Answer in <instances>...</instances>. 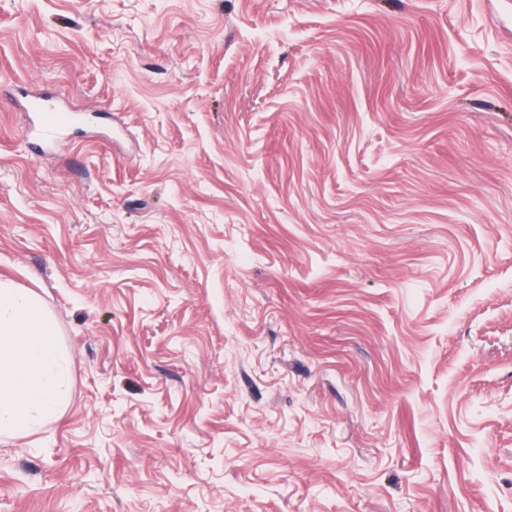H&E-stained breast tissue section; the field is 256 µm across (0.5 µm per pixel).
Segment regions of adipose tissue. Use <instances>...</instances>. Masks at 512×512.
Listing matches in <instances>:
<instances>
[{
	"instance_id": "1",
	"label": "adipose tissue",
	"mask_w": 512,
	"mask_h": 512,
	"mask_svg": "<svg viewBox=\"0 0 512 512\" xmlns=\"http://www.w3.org/2000/svg\"><path fill=\"white\" fill-rule=\"evenodd\" d=\"M68 365L43 304L0 279V435L26 433L57 413L67 397Z\"/></svg>"
}]
</instances>
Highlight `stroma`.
<instances>
[{
	"label": "stroma",
	"instance_id": "1",
	"mask_svg": "<svg viewBox=\"0 0 512 512\" xmlns=\"http://www.w3.org/2000/svg\"><path fill=\"white\" fill-rule=\"evenodd\" d=\"M0 277V512H512V0H0ZM32 112L36 118V125L40 132L52 135L67 128L73 119V110L66 104L48 105L40 95H32L25 108ZM68 365L43 304L0 279V435L26 433L57 413L67 397Z\"/></svg>",
	"mask_w": 512,
	"mask_h": 512
}]
</instances>
